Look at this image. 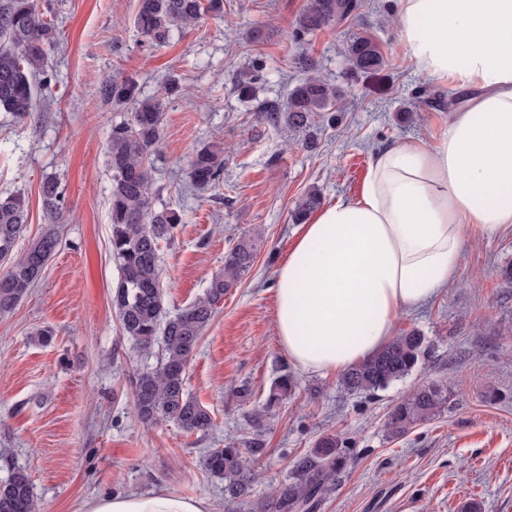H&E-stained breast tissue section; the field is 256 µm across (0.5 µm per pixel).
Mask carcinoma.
I'll list each match as a JSON object with an SVG mask.
<instances>
[{"mask_svg": "<svg viewBox=\"0 0 512 512\" xmlns=\"http://www.w3.org/2000/svg\"><path fill=\"white\" fill-rule=\"evenodd\" d=\"M359 7L358 0H307L296 18L293 38L300 42L324 28L346 21ZM224 16V0H137L134 24L144 47L165 46L175 35L206 16ZM58 42L55 20L44 17L37 0H0V112L25 120L35 108L34 78L47 72L49 52ZM353 75L375 73L385 65L379 44L369 35L353 37L346 47ZM101 97L115 104L133 103L130 117L112 124L108 166L112 189L109 199L112 257L120 277L112 304L123 334L143 351L161 343L156 367L140 371L133 381V401L142 422L171 420L188 433L206 435L212 430L211 412L186 391L187 365L201 336L213 319L216 306L237 287L253 267L258 237L244 235L224 254V267L215 274L204 297L181 312L168 316L163 306L160 242L171 238L179 215L153 205L155 179L151 156L162 136L161 98L137 97L132 82L103 83ZM341 94L309 66L288 93L285 105L263 104L257 121L283 128L302 137L305 147L317 148L318 130L336 122ZM224 173V148L217 143L196 150L190 160L195 187L206 189ZM42 206L52 223L21 250L19 242L28 226L29 202L22 192L0 195V316L8 315L41 279L60 241L62 190L54 178L41 188ZM322 202L320 190H307L296 202L292 220L302 224ZM424 337L416 330L393 337L385 346L342 375L351 392L375 393L406 378L425 359ZM296 388L294 376L285 373L274 383L265 409L254 414L256 432H262L265 413L288 398ZM448 403V391L423 385L391 411L387 431L401 437L416 424L436 416ZM264 451L257 437L242 449L234 443L210 448L202 458L210 474L224 480V497L230 501L251 496L252 478L247 454ZM351 448L337 435L321 437L313 451L294 465L292 476L270 501L252 503V512H318L325 497L351 459ZM0 512H39L31 480L21 468L0 482Z\"/></svg>", "mask_w": 512, "mask_h": 512, "instance_id": "cac0c4a2", "label": "carcinoma"}]
</instances>
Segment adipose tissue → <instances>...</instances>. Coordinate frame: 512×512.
<instances>
[{
    "instance_id": "ef3b65f1",
    "label": "adipose tissue",
    "mask_w": 512,
    "mask_h": 512,
    "mask_svg": "<svg viewBox=\"0 0 512 512\" xmlns=\"http://www.w3.org/2000/svg\"><path fill=\"white\" fill-rule=\"evenodd\" d=\"M403 55L449 96L432 142L376 151L358 197L302 224L275 272V331L296 368L346 371L387 342L400 316L456 276L464 246L512 228V0H393ZM88 512H210L164 492L116 495Z\"/></svg>"
}]
</instances>
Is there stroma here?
Returning <instances> with one entry per match:
<instances>
[{
    "mask_svg": "<svg viewBox=\"0 0 512 512\" xmlns=\"http://www.w3.org/2000/svg\"><path fill=\"white\" fill-rule=\"evenodd\" d=\"M343 24L296 42L306 0H224V16L151 52L134 26L136 0H40L58 23L49 80L37 110L19 121L0 112V193L29 201L28 237L47 222L41 186L60 182V247L13 313L0 318V480L29 474L40 512H87L116 495L165 491L205 500L212 512H251L224 498V483L201 454L252 435L251 417L275 379L289 369L274 328L275 271L298 227L296 201L317 188L323 202L358 196L372 149L398 140H433L448 117L447 90L417 76L396 43L390 0H359ZM370 34L386 58L378 75L348 71L347 42ZM268 69L254 74L255 59ZM314 64L343 97L336 127L310 152L297 137L259 123V101L286 102ZM255 78V96L237 84ZM132 79L140 96L163 95V133L154 155L153 202L178 212L160 265L164 309L176 314L202 297L224 254L259 232L252 270L225 296L187 370V391L212 414L207 436L174 422L149 425L136 414L132 380L154 368L158 352L123 336L112 290L108 140L130 105L105 102L109 79ZM177 90L163 94L168 80ZM224 147V176L199 190L190 182L195 150ZM512 263V232L467 246L454 281L424 307L400 317L398 330L425 336L427 359L407 378L374 393L343 389L339 376L295 371L294 394L268 414L264 455L253 459L254 498L272 499L297 458L319 437L348 438L355 458L321 512H512V289L499 271ZM52 326L51 342L37 330ZM448 391L439 416L391 437L388 415L421 385Z\"/></svg>",
    "mask_w": 512,
    "mask_h": 512,
    "instance_id": "obj_1",
    "label": "stroma"
}]
</instances>
